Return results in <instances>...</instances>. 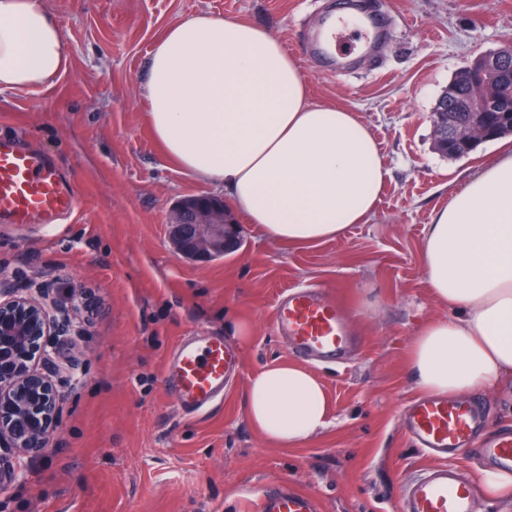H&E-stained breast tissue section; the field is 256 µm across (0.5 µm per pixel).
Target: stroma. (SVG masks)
I'll use <instances>...</instances> for the list:
<instances>
[{
	"mask_svg": "<svg viewBox=\"0 0 512 512\" xmlns=\"http://www.w3.org/2000/svg\"><path fill=\"white\" fill-rule=\"evenodd\" d=\"M58 22L68 68L48 88L0 91V135L48 154L77 185L80 206L56 234L0 223V277L17 288L89 298L78 310L84 353L75 381L56 378L55 445L0 498L5 512H254L259 492L288 481L321 512H397L401 484L431 465L402 421L419 391L409 348L421 326L451 318L430 294L420 258L435 208L497 153L482 143L454 159L434 148L431 114L473 55L512 42V0H363L382 34L331 60L315 52L319 20L350 0H38ZM199 13L268 30L294 57L313 100L354 112L388 171L375 218L312 247L241 227L240 250L207 264L177 257L168 217L182 199L222 197L165 157L145 119L150 53L172 24ZM323 288L354 315L357 350L313 364L331 423L297 448L268 442L244 407L249 378L293 361L274 326L288 288ZM250 324L247 341L235 334ZM206 330L243 364L222 407L182 413L165 380L181 336Z\"/></svg>",
	"mask_w": 512,
	"mask_h": 512,
	"instance_id": "stroma-1",
	"label": "stroma"
}]
</instances>
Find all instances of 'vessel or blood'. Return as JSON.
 <instances>
[{
	"label": "vessel or blood",
	"mask_w": 512,
	"mask_h": 512,
	"mask_svg": "<svg viewBox=\"0 0 512 512\" xmlns=\"http://www.w3.org/2000/svg\"><path fill=\"white\" fill-rule=\"evenodd\" d=\"M78 206L76 186L44 154L18 149L0 137V221L53 223ZM273 322L292 349L310 360L333 363L349 348L343 309L335 300L305 288L289 289L273 311ZM241 366L240 355L210 332L182 337L165 372L177 404L190 415L224 400V391ZM488 420L485 407L459 398L422 396L407 407L404 427L438 463L407 480L400 512H474L478 487L447 464L448 455L468 447ZM498 471L512 474V428L491 432L479 450ZM317 498L281 483L260 493L258 512H319Z\"/></svg>",
	"instance_id": "obj_1"
}]
</instances>
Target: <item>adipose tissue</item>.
<instances>
[{
    "label": "adipose tissue",
    "instance_id": "ef3b65f1",
    "mask_svg": "<svg viewBox=\"0 0 512 512\" xmlns=\"http://www.w3.org/2000/svg\"><path fill=\"white\" fill-rule=\"evenodd\" d=\"M60 28L35 0H0V90L50 86L67 69ZM146 120L167 158L223 188L225 208L265 237L311 246L377 214L388 172L369 127L312 100L267 30L199 14L155 43ZM433 297L453 320L424 324L408 355L418 390L459 396L512 378V150L435 209L421 244ZM250 422L292 448L327 428L320 379L290 363L249 380Z\"/></svg>",
    "mask_w": 512,
    "mask_h": 512
}]
</instances>
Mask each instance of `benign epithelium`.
<instances>
[{
    "instance_id": "7a95c632",
    "label": "benign epithelium",
    "mask_w": 512,
    "mask_h": 512,
    "mask_svg": "<svg viewBox=\"0 0 512 512\" xmlns=\"http://www.w3.org/2000/svg\"><path fill=\"white\" fill-rule=\"evenodd\" d=\"M512 60V43L473 57L457 73L465 93L454 111L439 108L431 115L435 149L451 158L468 156L479 145L512 134V93L506 91L503 64ZM511 117L493 121L489 103ZM169 236L175 255L208 263L238 250L240 226L224 211L223 200L198 195L180 201L171 211ZM87 308V298L65 307L45 288L34 296L0 278V494L19 485L29 461L53 447L60 406L53 375L73 376L83 353L68 344L79 335L75 309ZM57 341L55 360L43 371L47 348Z\"/></svg>"
}]
</instances>
